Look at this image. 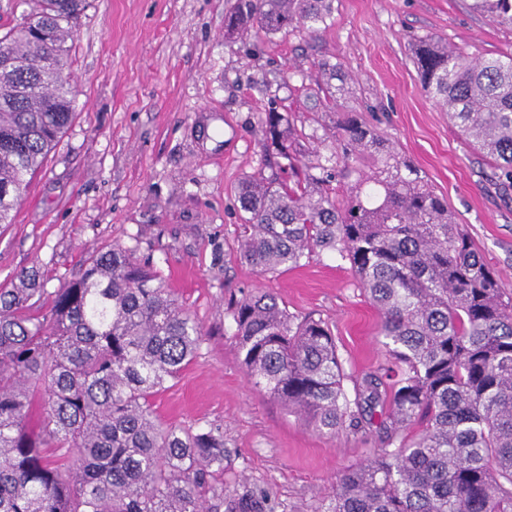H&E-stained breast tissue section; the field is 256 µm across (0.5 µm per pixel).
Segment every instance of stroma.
<instances>
[{"mask_svg": "<svg viewBox=\"0 0 512 512\" xmlns=\"http://www.w3.org/2000/svg\"><path fill=\"white\" fill-rule=\"evenodd\" d=\"M236 0H88L68 71L74 115L29 181L13 223L0 224V288L37 268L49 288L74 279L96 251L119 243L152 265L202 327L199 353L154 394L157 418L224 433V470L211 483L225 506L244 494L268 512H313L339 475L364 463L375 436H328L250 383L233 338L229 298L267 289L289 314L323 320L354 392L384 362L379 316L349 260L317 251L305 265L260 276L241 262L237 188L261 166L258 115L286 101L312 155H329L331 120L304 110L341 63L349 98L442 195L505 288L512 290V189L421 89L411 40L430 35L469 56L512 53V27L473 0H334L331 27L315 35L229 37Z\"/></svg>", "mask_w": 512, "mask_h": 512, "instance_id": "stroma-1", "label": "stroma"}]
</instances>
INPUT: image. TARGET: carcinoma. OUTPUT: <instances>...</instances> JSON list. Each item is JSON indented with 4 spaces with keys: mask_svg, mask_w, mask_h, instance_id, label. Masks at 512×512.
I'll list each match as a JSON object with an SVG mask.
<instances>
[{
    "mask_svg": "<svg viewBox=\"0 0 512 512\" xmlns=\"http://www.w3.org/2000/svg\"><path fill=\"white\" fill-rule=\"evenodd\" d=\"M0 34V224L73 116L69 65L87 0H33ZM512 26V0H473ZM332 0H239L231 32L316 33ZM421 89L512 188V54L472 59L412 44ZM309 94L334 116L331 154L305 161L288 113L259 115L263 164L237 190L241 260L262 274L336 251L379 315L386 363L349 399L335 336L270 291L229 302L249 380L322 434L366 431L388 407L380 448L345 470L314 512H512V293L446 201L348 105L341 64ZM338 84H332V81ZM203 342L157 271L115 243L49 291L36 269L0 289V512H220L224 434L159 421L147 397ZM216 503L206 506V493Z\"/></svg>",
    "mask_w": 512,
    "mask_h": 512,
    "instance_id": "1",
    "label": "carcinoma"
}]
</instances>
